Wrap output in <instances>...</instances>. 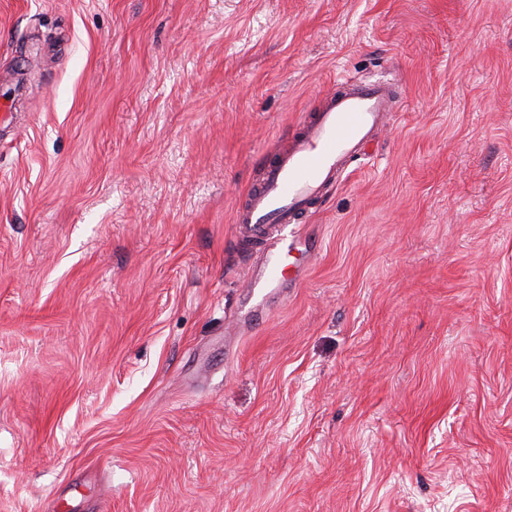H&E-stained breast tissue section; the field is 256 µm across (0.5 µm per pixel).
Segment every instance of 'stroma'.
<instances>
[{"mask_svg":"<svg viewBox=\"0 0 512 512\" xmlns=\"http://www.w3.org/2000/svg\"><path fill=\"white\" fill-rule=\"evenodd\" d=\"M401 84L238 327L233 216ZM0 512H512V0H0Z\"/></svg>","mask_w":512,"mask_h":512,"instance_id":"35a3bbf8","label":"stroma"}]
</instances>
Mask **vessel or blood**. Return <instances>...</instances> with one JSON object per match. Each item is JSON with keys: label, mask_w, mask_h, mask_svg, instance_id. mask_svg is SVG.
<instances>
[{"label": "vessel or blood", "mask_w": 512, "mask_h": 512, "mask_svg": "<svg viewBox=\"0 0 512 512\" xmlns=\"http://www.w3.org/2000/svg\"><path fill=\"white\" fill-rule=\"evenodd\" d=\"M401 97L387 80L347 81L326 95L316 114L303 118L287 150L273 152L258 179L237 207L234 222L254 238L259 265L244 281V297L253 310L264 309L272 289L288 284L283 257L302 243L301 234L286 236L288 225L311 201L324 197L348 161L364 152L374 131Z\"/></svg>", "instance_id": "obj_1"}]
</instances>
